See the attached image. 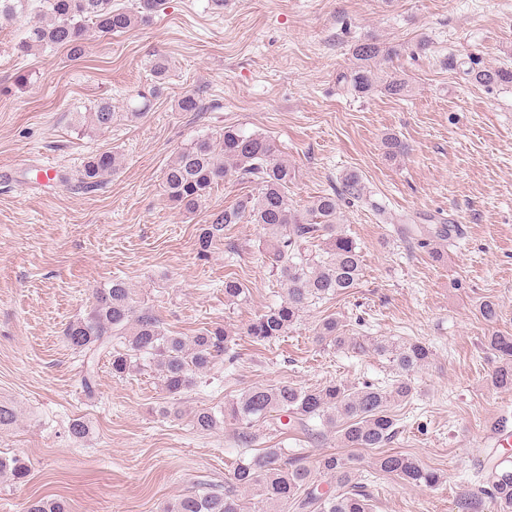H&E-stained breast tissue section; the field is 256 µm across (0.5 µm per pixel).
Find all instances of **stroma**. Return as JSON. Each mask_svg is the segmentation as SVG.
Here are the masks:
<instances>
[{
    "label": "stroma",
    "instance_id": "35a3bbf8",
    "mask_svg": "<svg viewBox=\"0 0 512 512\" xmlns=\"http://www.w3.org/2000/svg\"><path fill=\"white\" fill-rule=\"evenodd\" d=\"M22 38L21 24L0 20V169L12 172L0 182V402L18 415L0 429V458L29 468L22 482L0 477V512H23L41 497L66 500L71 512H160L198 488L223 490L241 459L280 447L298 450L316 485L334 489L317 460L350 453L336 428L276 413L258 423L257 444L241 448L232 425L202 434L192 416L255 385H390L397 372L373 348L388 340L426 343L434 356L411 374L410 400L394 405L387 449L416 456L441 481L404 484L372 469L376 449L355 450L370 512H463L477 493L475 472L494 455L486 429L512 410V390L487 382L497 359L486 344L512 334V86L465 83L448 59L512 64V0H224L220 13L210 0H162L129 33L88 32L77 59L61 48L21 51ZM367 39L397 48L379 67L408 78L405 97L339 84ZM159 57L169 66L163 94L146 117L123 118ZM23 73L30 81L21 86ZM187 94L200 96L202 111L179 110ZM103 100L119 114L112 127L79 125L77 113ZM229 126L275 141L295 170L297 209L346 174L366 186L343 208L363 255L359 284L309 307L268 347L246 333L283 294L262 227L232 225L205 260L195 249L200 225L253 184L227 177L190 215L164 195L163 173L180 147ZM388 133L405 143L404 156L385 157ZM103 151L121 164L98 191L36 180L40 166L73 173ZM407 223L459 231L436 258L404 232ZM228 275L245 285V301L225 302ZM116 277L170 334L221 326L232 335L235 363L181 395L180 417L161 415L168 396L149 368L117 378L102 356L93 390L83 387L86 360L63 330ZM488 299L499 307L493 322L478 311ZM330 316L364 347L317 342ZM77 417L90 427L81 442L68 432Z\"/></svg>",
    "mask_w": 512,
    "mask_h": 512
}]
</instances>
